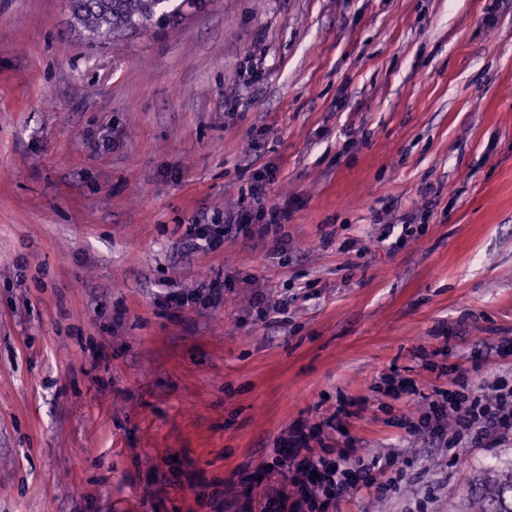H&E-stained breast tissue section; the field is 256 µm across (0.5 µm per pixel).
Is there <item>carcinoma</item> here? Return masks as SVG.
<instances>
[{
	"label": "carcinoma",
	"mask_w": 512,
	"mask_h": 512,
	"mask_svg": "<svg viewBox=\"0 0 512 512\" xmlns=\"http://www.w3.org/2000/svg\"><path fill=\"white\" fill-rule=\"evenodd\" d=\"M185 0H66L71 17L92 44L118 32L161 30L187 16ZM471 512H512V466L472 480Z\"/></svg>",
	"instance_id": "cac0c4a2"
}]
</instances>
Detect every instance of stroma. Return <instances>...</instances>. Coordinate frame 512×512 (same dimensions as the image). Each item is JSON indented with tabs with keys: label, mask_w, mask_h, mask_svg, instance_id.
I'll use <instances>...</instances> for the list:
<instances>
[{
	"label": "stroma",
	"mask_w": 512,
	"mask_h": 512,
	"mask_svg": "<svg viewBox=\"0 0 512 512\" xmlns=\"http://www.w3.org/2000/svg\"><path fill=\"white\" fill-rule=\"evenodd\" d=\"M274 207L281 259L181 247ZM511 343L512 0H210L102 47L0 0V512H239L297 431L400 473L335 512H468L512 437L434 447L405 389ZM172 303L178 307L202 300L210 306L221 304L224 301V289L218 281L200 283L191 293L175 292L170 295Z\"/></svg>",
	"instance_id": "1"
}]
</instances>
